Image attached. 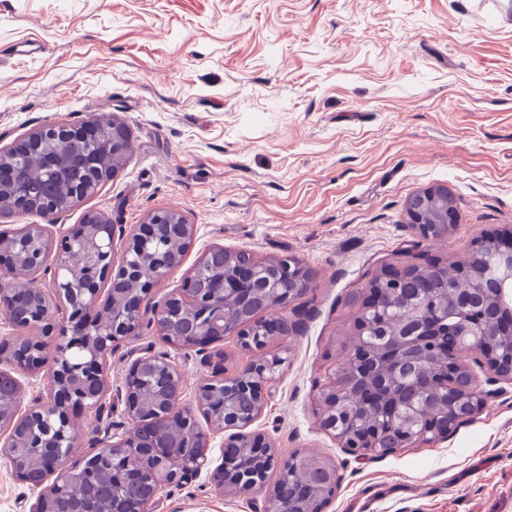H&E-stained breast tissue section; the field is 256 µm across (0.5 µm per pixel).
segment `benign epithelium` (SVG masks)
Here are the masks:
<instances>
[{
    "label": "benign epithelium",
    "instance_id": "7a95c632",
    "mask_svg": "<svg viewBox=\"0 0 512 512\" xmlns=\"http://www.w3.org/2000/svg\"><path fill=\"white\" fill-rule=\"evenodd\" d=\"M132 149L128 126L114 118L103 122L46 124L7 148H0V180L11 183L13 212L36 214L47 224H26L0 230V305L14 330L38 328L41 335L14 342L7 359L0 358V431L8 432L0 447L11 472L35 496L28 512H86L66 497L71 482L95 476L115 488L136 486L142 497H116L113 512H155L160 493L178 487L190 476L206 472L218 494L237 496L265 492V512H282L280 481L293 476L299 454L280 456L274 443L251 426L275 393L276 373L288 357L273 353L247 363L236 374L219 372L201 384L194 404H184L182 374L167 352H147L130 366L122 384L112 387L106 366L123 343L140 335L144 325L155 327L167 344L206 353L226 336H234L242 349L261 350L251 338L261 340L293 329L271 317L288 307L310 284V271L299 261L288 262L281 272L276 261L235 262L236 251L222 246L209 249L187 273L182 287L174 289L153 308H142L178 265L196 234L178 212L156 210L142 224L126 228L100 213L85 217L70 232L55 237L50 220L87 196L95 184L116 169L115 160ZM38 153L45 166L62 181L81 183L78 192L59 202H45L10 168L24 154ZM448 195V187L435 185L423 191L422 204L407 210L412 229L421 237H438L453 227L454 215L444 211L435 220L425 203ZM123 242L120 262H115L117 241ZM162 240L167 255L151 245ZM497 261L512 267V242L483 236L475 252L488 243ZM55 253L49 289L35 286L49 253ZM400 268L381 269L369 284L360 304L358 337L347 359L317 397L320 428L333 434L347 451L384 456L409 443L446 439L458 422L472 417L482 398L473 386L470 355H479L486 383L512 384V336L500 341L502 327L484 324L485 308L495 303L482 288L486 269L482 261L468 268L469 287L448 295V307L467 310L461 335L467 346L448 349L444 367L427 370L424 358L431 310L411 300H396L382 289L422 271L441 270L436 262H421L419 255ZM64 304L67 321L54 319L52 301ZM395 305L401 313L386 324L383 342L369 340L368 315ZM46 372L38 398L19 412L22 382L17 373ZM391 417L411 424L392 447L382 442L367 417L353 418L345 405L354 388ZM243 390L251 399L247 411L238 412L229 400L215 402L216 392ZM124 406L132 430L121 437L92 430L93 451L76 459L77 423L73 412L87 410L97 421L112 414V401ZM202 416L205 424L198 422ZM233 430L224 440L221 461L208 456L211 435ZM319 470L307 484V497L294 512H325L336 489V466L314 456ZM278 481L268 485L271 472Z\"/></svg>",
    "mask_w": 512,
    "mask_h": 512
}]
</instances>
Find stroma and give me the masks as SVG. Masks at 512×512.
I'll return each instance as SVG.
<instances>
[{"label": "stroma", "mask_w": 512, "mask_h": 512, "mask_svg": "<svg viewBox=\"0 0 512 512\" xmlns=\"http://www.w3.org/2000/svg\"><path fill=\"white\" fill-rule=\"evenodd\" d=\"M35 40L36 57L10 56ZM120 118L133 148L98 191L59 214L143 223L175 210L197 228L160 295L210 248L295 259L311 282L292 333L264 351L234 338L209 363L143 329L112 356L121 384L147 350L169 351L193 398L286 351L254 428L278 453L336 465L326 512H512V385L477 380L484 405L448 439L354 456L317 425L319 383L357 338L360 302L410 249L467 260L512 234V0H0V147L47 123ZM447 186L448 234L422 239L406 203ZM263 494L214 492L207 474L164 491L156 512H262Z\"/></svg>", "instance_id": "35a3bbf8"}]
</instances>
